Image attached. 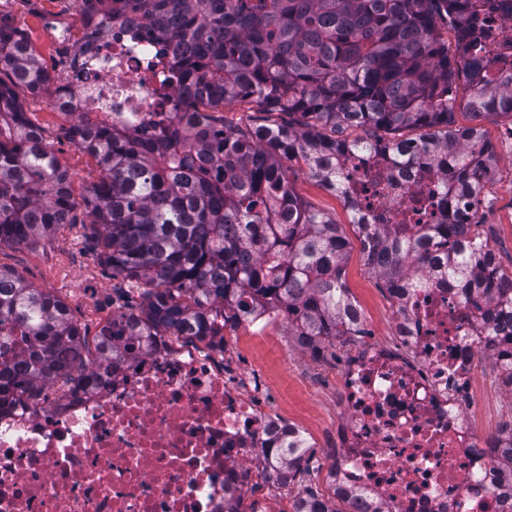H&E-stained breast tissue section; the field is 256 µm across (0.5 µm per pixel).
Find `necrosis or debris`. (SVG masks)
I'll use <instances>...</instances> for the list:
<instances>
[{
	"mask_svg": "<svg viewBox=\"0 0 512 512\" xmlns=\"http://www.w3.org/2000/svg\"><path fill=\"white\" fill-rule=\"evenodd\" d=\"M41 23L67 56L52 92L63 114L120 132L150 127L169 72L145 73L163 43L142 20L47 13ZM461 48L492 78L512 74V5L491 33L470 28ZM344 174L381 184L382 197L359 203L370 224L404 223L439 182L376 159L351 160ZM389 306L388 335L336 356L325 481L353 496L354 512H512L500 455L512 430L489 423L477 385L493 362L512 394V343L492 305L434 277ZM280 404L268 368L231 375L214 349L155 339L93 392L0 417V512H224L234 498L251 512H293V500L268 498L267 449L288 443Z\"/></svg>",
	"mask_w": 512,
	"mask_h": 512,
	"instance_id": "1",
	"label": "necrosis or debris"
}]
</instances>
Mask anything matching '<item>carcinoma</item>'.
<instances>
[{
    "mask_svg": "<svg viewBox=\"0 0 512 512\" xmlns=\"http://www.w3.org/2000/svg\"><path fill=\"white\" fill-rule=\"evenodd\" d=\"M89 14L140 18L166 41L177 100L140 137L81 116L66 137L90 155L98 180L83 208L95 260L120 280L112 319L93 340L59 296L0 268V415L39 399L51 382L83 392L128 354V342L173 334L213 339L226 310L261 302L288 316V334L316 345L363 336L349 319L352 297L342 262L349 241L308 207L279 158L302 160L333 193H353L338 163L375 157L440 176L434 224L353 227L369 269L386 288H414L427 276L497 300L512 337V275L494 251L471 249L469 211L482 204L476 172L494 164L478 125L456 124L448 97L470 90L472 117L512 121V87L490 85L482 60L465 64L443 32L461 41L477 0H84ZM0 243L30 246L75 224L71 175L45 144L16 90L38 92L53 75L27 40L0 25ZM247 102L262 112L299 115L294 125L244 131L213 113ZM372 133L350 140L339 133ZM435 129L417 138L403 131ZM388 134L384 138L378 132ZM274 448L275 480L310 473L309 441L291 430ZM295 512H338L304 487Z\"/></svg>",
    "mask_w": 512,
    "mask_h": 512,
    "instance_id": "cac0c4a2",
    "label": "carcinoma"
}]
</instances>
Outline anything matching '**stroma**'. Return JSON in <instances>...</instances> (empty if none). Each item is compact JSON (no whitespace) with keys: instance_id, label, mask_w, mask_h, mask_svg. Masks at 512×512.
I'll use <instances>...</instances> for the list:
<instances>
[{"instance_id":"obj_1","label":"stroma","mask_w":512,"mask_h":512,"mask_svg":"<svg viewBox=\"0 0 512 512\" xmlns=\"http://www.w3.org/2000/svg\"><path fill=\"white\" fill-rule=\"evenodd\" d=\"M8 8L20 17L19 28L47 67L60 64L54 43L42 32L37 14L22 8L19 0H10ZM460 106L456 112L459 125L479 123L486 140L492 144L497 168L495 179L486 183L484 204L479 209L480 222L476 226L480 236L487 240L499 258L504 273L512 274V140L504 136L506 120L486 117L473 120L465 103L468 92L458 89ZM18 97L31 121L40 128L45 142L63 166L73 176L74 198H82L86 188L99 177L94 160L74 146L65 137L69 118L56 113L49 101L48 91L37 94L19 90ZM283 167L294 191L316 211L325 213L350 240L343 267V278L351 296L365 315L368 330L382 334L389 326L388 297L380 277L364 261L361 245L355 238L352 214L343 200L325 189L309 173L306 165L297 159L284 160ZM92 227L88 224H64L32 247H10L0 252V267L12 270L35 287L60 296L69 305L73 318L96 334L108 319L113 306L114 280L110 272L94 259L88 240ZM248 356L253 364L268 366L282 356H289L287 370L275 373L274 381L284 393L282 411L288 423L305 432L312 448L311 457L322 455L318 448V434L323 418L332 411V403L324 389L315 388L318 379L332 373L330 363L320 360L315 353L297 348L288 334L287 321H280L271 330L262 349L242 353L234 349L224 355V366L230 370L241 367V356Z\"/></svg>"}]
</instances>
